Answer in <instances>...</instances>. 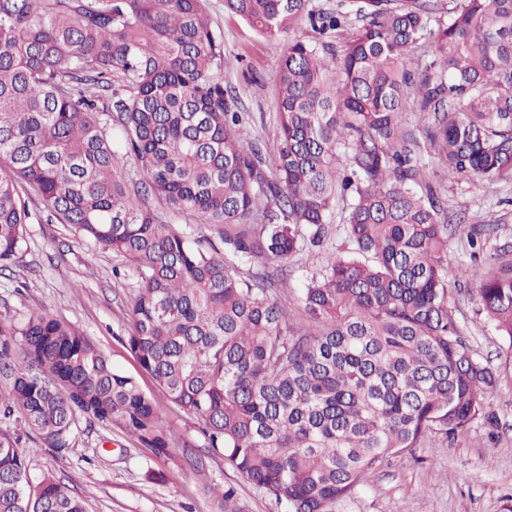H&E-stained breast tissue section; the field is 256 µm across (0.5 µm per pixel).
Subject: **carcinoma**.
I'll return each mask as SVG.
<instances>
[{"mask_svg": "<svg viewBox=\"0 0 512 512\" xmlns=\"http://www.w3.org/2000/svg\"><path fill=\"white\" fill-rule=\"evenodd\" d=\"M283 39L279 143L242 135L206 0H0V265L32 196L137 274L126 347L208 448L281 512H338L385 459L455 436L498 384L461 336L440 187L413 156V113L448 181H512V0H225ZM305 21L317 37L292 36ZM346 247L323 250L331 225ZM321 250L301 293L288 260ZM262 259L272 270L242 268ZM512 343V260L480 275ZM0 421L19 413L66 456L80 423H119L155 455L168 426L135 378L45 309L0 320ZM0 430V512H87ZM215 512H245L212 487Z\"/></svg>", "mask_w": 512, "mask_h": 512, "instance_id": "1", "label": "carcinoma"}]
</instances>
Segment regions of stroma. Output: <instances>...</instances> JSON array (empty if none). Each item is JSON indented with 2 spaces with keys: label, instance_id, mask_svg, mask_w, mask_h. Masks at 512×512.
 <instances>
[{
  "label": "stroma",
  "instance_id": "obj_1",
  "mask_svg": "<svg viewBox=\"0 0 512 512\" xmlns=\"http://www.w3.org/2000/svg\"><path fill=\"white\" fill-rule=\"evenodd\" d=\"M212 25L224 38V82L236 104L251 116L246 128L265 153H273L278 125L276 72L282 42L255 33L224 7L207 0ZM448 206V288L465 340L496 372L486 415L436 448L397 455L370 470L345 512H503L512 500V342L499 336L480 312L476 275L501 258L512 259V183L469 179L443 182ZM30 208L39 222L27 229L18 256L0 269V315L22 321L44 307L92 339L122 372L135 377L169 427L170 453L156 456L120 427L82 430L66 457H57L26 436L20 422L6 428L39 460L38 471L67 483L88 512H213L205 485L236 487L246 512H279L261 490L210 454L195 418L169 402L125 345L127 313L136 277L112 274L119 257L74 236L65 224L48 222L41 199ZM480 215L495 232L478 256L466 242L460 213ZM470 277H462V270Z\"/></svg>",
  "mask_w": 512,
  "mask_h": 512
}]
</instances>
